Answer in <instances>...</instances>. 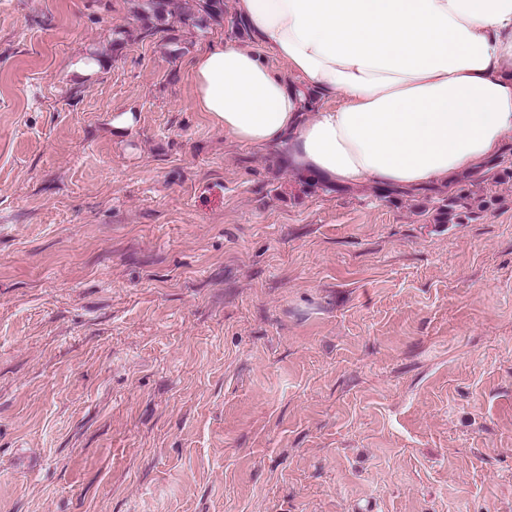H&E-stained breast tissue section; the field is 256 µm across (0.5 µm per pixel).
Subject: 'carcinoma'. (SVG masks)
<instances>
[{
  "mask_svg": "<svg viewBox=\"0 0 512 512\" xmlns=\"http://www.w3.org/2000/svg\"><path fill=\"white\" fill-rule=\"evenodd\" d=\"M173 0H136L135 13L139 22L136 32L119 31L112 40V52H119L132 37L141 40L160 37L167 45L180 41L175 25L204 34L212 25L224 23V0H193V7L174 16Z\"/></svg>",
  "mask_w": 512,
  "mask_h": 512,
  "instance_id": "carcinoma-1",
  "label": "carcinoma"
}]
</instances>
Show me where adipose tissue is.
I'll return each instance as SVG.
<instances>
[{"label": "adipose tissue", "instance_id": "1", "mask_svg": "<svg viewBox=\"0 0 512 512\" xmlns=\"http://www.w3.org/2000/svg\"><path fill=\"white\" fill-rule=\"evenodd\" d=\"M237 2L263 50L200 48L196 105L306 180L448 186L512 138V0Z\"/></svg>", "mask_w": 512, "mask_h": 512}]
</instances>
